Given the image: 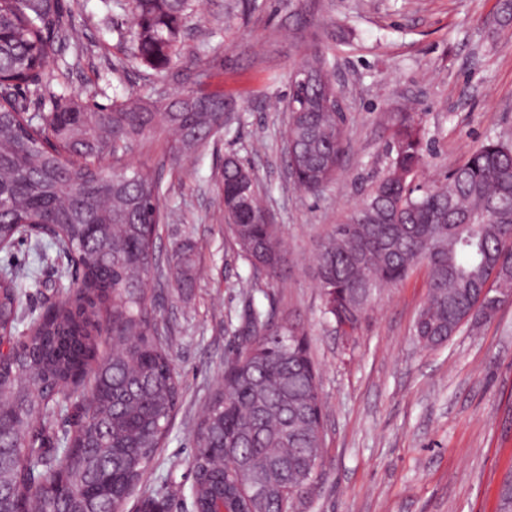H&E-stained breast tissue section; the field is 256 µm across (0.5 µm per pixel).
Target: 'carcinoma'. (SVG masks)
<instances>
[{"mask_svg":"<svg viewBox=\"0 0 512 512\" xmlns=\"http://www.w3.org/2000/svg\"><path fill=\"white\" fill-rule=\"evenodd\" d=\"M193 7L128 0L135 59L166 70ZM72 30L61 0H0V247L52 224L53 236L36 238V250L80 272L76 288L17 336L20 275L0 270V335L10 344L0 360V469L11 477L0 512H110L135 489L139 512H157L167 479L150 483L148 473L181 385L144 303L147 261L165 220L162 186L129 158L137 149L172 161L199 152L229 116L217 95L209 112L180 110L164 94L108 107L76 97L26 116L18 94L41 86L56 44ZM329 69L323 52L307 56L285 107L288 168L313 196L335 181L346 149L345 116L323 106L336 95ZM424 139L416 113L393 115L384 173L318 246L323 316L347 335L385 288L421 263L429 279L414 336L427 346L512 301V142L491 139L445 180L421 184ZM104 158L114 174L100 167ZM223 197L240 256L279 278V227L260 204L254 172L232 155L224 158ZM192 251L188 243L172 248L180 288L195 281ZM245 324L257 356L247 366L228 363L205 406L192 458L194 512H212L221 499L233 512H292L323 448L318 372L303 328L274 321L251 301ZM71 405L77 422L59 437L57 415ZM237 458L267 475L264 499L242 492ZM499 512H512V471Z\"/></svg>","mask_w":512,"mask_h":512,"instance_id":"cac0c4a2","label":"carcinoma"}]
</instances>
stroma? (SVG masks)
Masks as SVG:
<instances>
[{
	"label": "stroma",
	"mask_w": 512,
	"mask_h": 512,
	"mask_svg": "<svg viewBox=\"0 0 512 512\" xmlns=\"http://www.w3.org/2000/svg\"><path fill=\"white\" fill-rule=\"evenodd\" d=\"M78 46L50 64L51 87L28 93L49 111L81 96L101 106L152 89L220 92L232 117L199 154L161 164L167 214L156 240L161 279L146 302L165 329L183 394L152 474L170 472L168 512H192L194 430L243 336V284L255 304L303 323L319 374L324 448L318 477L298 512H498L512 470V303L494 319L465 325L430 349L413 335L426 266L386 289L357 333L322 318L313 276L319 242L363 198L387 162L389 118L412 107L431 148L424 182L444 179L490 139L512 140V24L501 0H196L179 59L158 73L131 60L127 0H66ZM324 51L345 105L341 170L318 197L289 173L282 131L294 68ZM258 178L284 240L283 278L238 257L224 219V157ZM193 247L200 274L175 285L174 243ZM32 272L25 307H41L68 284L67 263L45 261L29 242L0 251V266Z\"/></svg>",
	"instance_id": "stroma-1"
}]
</instances>
